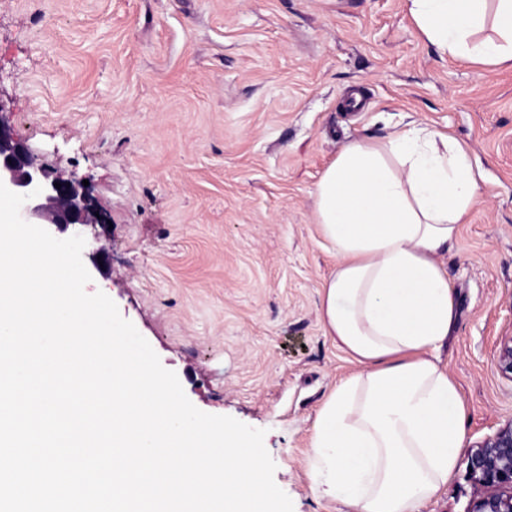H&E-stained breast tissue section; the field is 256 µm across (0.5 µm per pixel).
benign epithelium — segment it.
Segmentation results:
<instances>
[{
	"label": "benign epithelium",
	"instance_id": "1",
	"mask_svg": "<svg viewBox=\"0 0 512 512\" xmlns=\"http://www.w3.org/2000/svg\"><path fill=\"white\" fill-rule=\"evenodd\" d=\"M0 182L18 194L35 187L42 192L27 200L20 215L31 224H48L68 236L84 235V228L107 223L82 178L59 174L16 139L0 120ZM61 184L57 188L54 183ZM497 368L512 380V336L501 343ZM471 479L480 489L474 512H512V418L475 445L468 456Z\"/></svg>",
	"mask_w": 512,
	"mask_h": 512
}]
</instances>
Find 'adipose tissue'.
Here are the masks:
<instances>
[{
    "label": "adipose tissue",
    "mask_w": 512,
    "mask_h": 512,
    "mask_svg": "<svg viewBox=\"0 0 512 512\" xmlns=\"http://www.w3.org/2000/svg\"><path fill=\"white\" fill-rule=\"evenodd\" d=\"M440 54L512 65V0H408ZM496 38H479L485 23ZM479 202L467 149L415 126L349 143L315 189L336 256L321 290L324 333L360 366L319 407L309 469L349 512H420L456 469L465 437L458 389L437 355L457 322L441 255Z\"/></svg>",
    "instance_id": "adipose-tissue-1"
}]
</instances>
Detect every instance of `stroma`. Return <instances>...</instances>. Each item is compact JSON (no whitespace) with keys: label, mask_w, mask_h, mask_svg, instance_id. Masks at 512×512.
<instances>
[{"label":"stroma","mask_w":512,"mask_h":512,"mask_svg":"<svg viewBox=\"0 0 512 512\" xmlns=\"http://www.w3.org/2000/svg\"><path fill=\"white\" fill-rule=\"evenodd\" d=\"M0 120L109 217L91 270L199 410L265 432L294 512L316 496V413L358 369L319 320L336 257L313 205L349 142L455 137L479 203L442 255L458 305L439 352L465 446L512 418V68L440 57L407 0H0ZM467 458L421 512H473Z\"/></svg>","instance_id":"stroma-1"}]
</instances>
